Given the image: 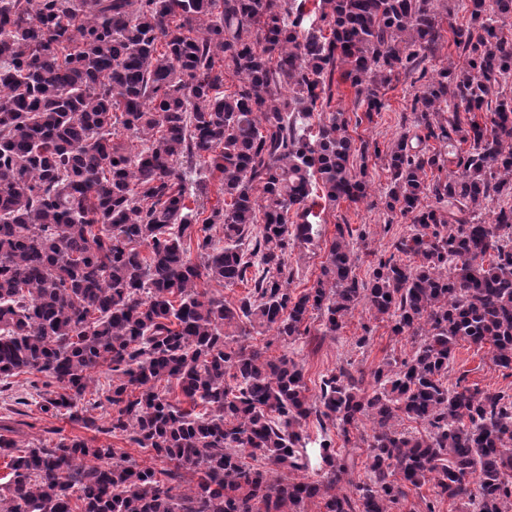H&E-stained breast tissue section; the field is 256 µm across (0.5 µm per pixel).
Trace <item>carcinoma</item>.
<instances>
[{
	"instance_id": "obj_1",
	"label": "carcinoma",
	"mask_w": 512,
	"mask_h": 512,
	"mask_svg": "<svg viewBox=\"0 0 512 512\" xmlns=\"http://www.w3.org/2000/svg\"><path fill=\"white\" fill-rule=\"evenodd\" d=\"M305 2L0 0V382L40 373V411L97 430L98 404L81 401L105 367L107 432L172 464L78 436L23 449L0 424V453L17 451L0 512H395L427 484L425 512H512V394L448 382L460 341L512 371V0H313L318 25ZM458 6L468 18L446 39ZM445 40L458 61L428 70ZM338 70L365 107L353 119L326 111ZM399 73L420 84L415 133L382 150L349 127L386 108ZM372 156L390 178L383 232L401 218L409 233L360 279L365 235L336 225L293 293L288 257L321 235L313 188L364 200ZM184 164L218 176L214 204ZM203 278L247 293L230 304ZM359 306L412 354L368 375L341 365L315 401L294 358L246 343H294L315 313L334 337Z\"/></svg>"
}]
</instances>
